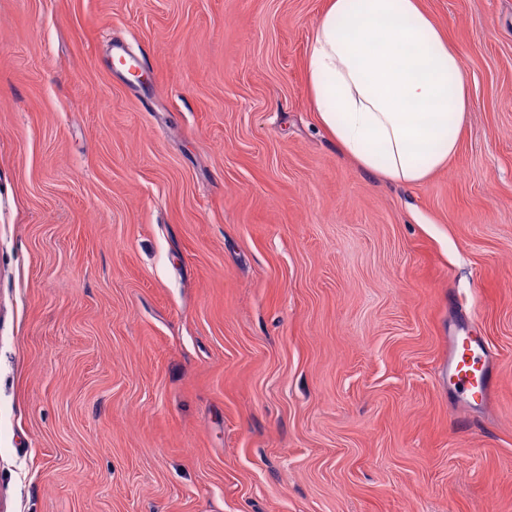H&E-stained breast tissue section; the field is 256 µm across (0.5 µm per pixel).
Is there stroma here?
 Masks as SVG:
<instances>
[{"label":"stroma","mask_w":512,"mask_h":512,"mask_svg":"<svg viewBox=\"0 0 512 512\" xmlns=\"http://www.w3.org/2000/svg\"><path fill=\"white\" fill-rule=\"evenodd\" d=\"M326 2L0 0V512H512V0H421L471 108L415 186L316 120ZM448 376L456 378L462 401L468 405L488 403L494 393L484 346L464 333L454 336L448 355Z\"/></svg>","instance_id":"35a3bbf8"}]
</instances>
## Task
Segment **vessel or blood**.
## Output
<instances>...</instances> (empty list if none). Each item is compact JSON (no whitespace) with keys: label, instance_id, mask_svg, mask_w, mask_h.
I'll use <instances>...</instances> for the list:
<instances>
[{"label":"vessel or blood","instance_id":"vessel-or-blood-1","mask_svg":"<svg viewBox=\"0 0 512 512\" xmlns=\"http://www.w3.org/2000/svg\"><path fill=\"white\" fill-rule=\"evenodd\" d=\"M448 375L455 378L466 404L489 402L494 393L484 347L479 341L462 334L453 337L448 355Z\"/></svg>","mask_w":512,"mask_h":512}]
</instances>
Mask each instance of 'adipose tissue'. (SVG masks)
I'll list each match as a JSON object with an SVG mask.
<instances>
[{
  "label": "adipose tissue",
  "instance_id": "adipose-tissue-1",
  "mask_svg": "<svg viewBox=\"0 0 512 512\" xmlns=\"http://www.w3.org/2000/svg\"><path fill=\"white\" fill-rule=\"evenodd\" d=\"M306 68L319 125L363 172L418 185L455 155L468 90L420 0H327Z\"/></svg>",
  "mask_w": 512,
  "mask_h": 512
}]
</instances>
